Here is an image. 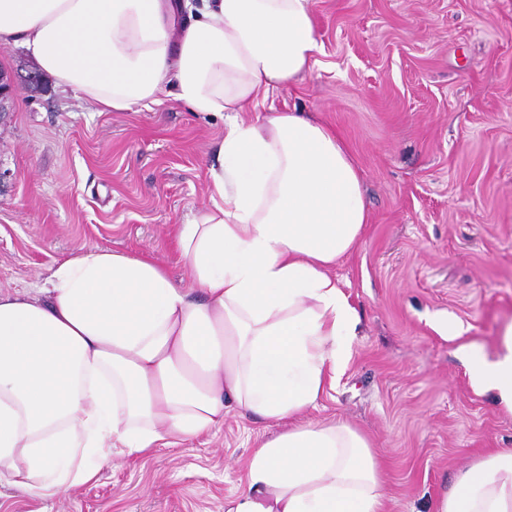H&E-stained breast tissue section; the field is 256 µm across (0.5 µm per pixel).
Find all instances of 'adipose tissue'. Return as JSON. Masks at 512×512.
I'll list each match as a JSON object with an SVG mask.
<instances>
[{
  "label": "adipose tissue",
  "instance_id": "obj_1",
  "mask_svg": "<svg viewBox=\"0 0 512 512\" xmlns=\"http://www.w3.org/2000/svg\"><path fill=\"white\" fill-rule=\"evenodd\" d=\"M15 43L103 112L173 85L223 117L224 139L207 202L177 229L187 279L92 249L40 286L0 289V482L51 498L233 408L288 428L256 445L224 512H386L363 435L295 422L349 358L359 318L332 270L369 221L336 129L257 112L316 62L311 0H0V45ZM461 351L473 386L512 411V324L496 360ZM436 512H512V451L458 473Z\"/></svg>",
  "mask_w": 512,
  "mask_h": 512
}]
</instances>
